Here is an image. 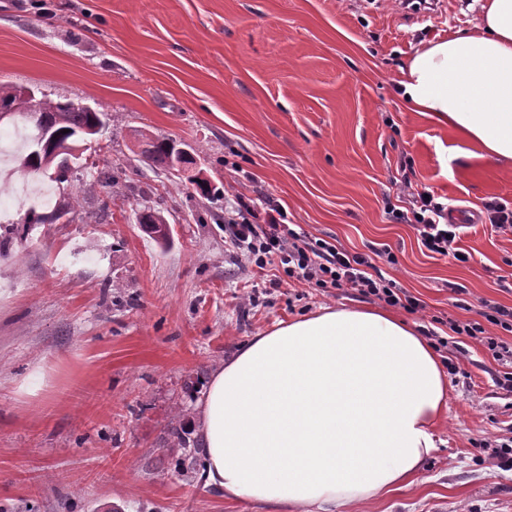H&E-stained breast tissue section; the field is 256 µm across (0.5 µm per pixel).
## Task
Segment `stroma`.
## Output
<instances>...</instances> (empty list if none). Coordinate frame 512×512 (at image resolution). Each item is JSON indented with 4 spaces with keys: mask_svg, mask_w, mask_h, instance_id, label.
Wrapping results in <instances>:
<instances>
[{
    "mask_svg": "<svg viewBox=\"0 0 512 512\" xmlns=\"http://www.w3.org/2000/svg\"><path fill=\"white\" fill-rule=\"evenodd\" d=\"M474 0L413 16L397 0H0V81L99 104L104 130L85 158L115 172L91 194L24 175L13 161L25 122H0V234L32 226L0 257V507L6 512H280L225 499L182 471L195 403L212 371L252 336L320 307L384 302L245 266L224 227L202 224L235 195L284 207L289 223L376 259L425 303L430 328L512 308V233L485 206L512 208V174L466 156L456 133L401 95L421 43L472 28ZM189 144L209 192L153 170L132 130ZM434 191L460 224L469 263L431 255L393 213L403 180ZM159 211L157 243L137 221ZM448 408L413 483L356 512H512V470L489 449L512 427V392L486 345L448 347ZM42 372L37 396L20 385ZM139 224H142L157 242L164 245L169 243V229L160 213L144 208L139 215Z\"/></svg>",
    "mask_w": 512,
    "mask_h": 512,
    "instance_id": "1",
    "label": "stroma"
}]
</instances>
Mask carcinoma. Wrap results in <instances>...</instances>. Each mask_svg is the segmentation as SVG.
Segmentation results:
<instances>
[{"label": "carcinoma", "mask_w": 512, "mask_h": 512, "mask_svg": "<svg viewBox=\"0 0 512 512\" xmlns=\"http://www.w3.org/2000/svg\"><path fill=\"white\" fill-rule=\"evenodd\" d=\"M20 87L0 83V110L11 107L18 99ZM106 113L88 112L73 105L41 95L36 104V117L32 121L33 134L24 137L25 152L17 156L20 169L26 174H43L54 170V180L63 183L71 170L69 162L77 160L81 143L99 134L97 127L105 122ZM138 155L152 168L170 170L179 147L169 138L154 137L143 131L136 134ZM139 223L152 237L166 245L170 241L169 229L162 215L149 208L139 215Z\"/></svg>", "instance_id": "cac0c4a2"}]
</instances>
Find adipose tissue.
I'll use <instances>...</instances> for the list:
<instances>
[{"instance_id": "1", "label": "adipose tissue", "mask_w": 512, "mask_h": 512, "mask_svg": "<svg viewBox=\"0 0 512 512\" xmlns=\"http://www.w3.org/2000/svg\"><path fill=\"white\" fill-rule=\"evenodd\" d=\"M472 29L421 45L406 100L512 167V0H478ZM448 406L418 330L367 307L322 308L254 336L197 403L198 476L230 499L305 512L382 497L422 470Z\"/></svg>"}]
</instances>
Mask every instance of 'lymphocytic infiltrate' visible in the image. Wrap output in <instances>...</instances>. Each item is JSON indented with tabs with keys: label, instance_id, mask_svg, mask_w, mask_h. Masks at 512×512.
<instances>
[{
	"label": "lymphocytic infiltrate",
	"instance_id": "1",
	"mask_svg": "<svg viewBox=\"0 0 512 512\" xmlns=\"http://www.w3.org/2000/svg\"><path fill=\"white\" fill-rule=\"evenodd\" d=\"M236 214L227 218L224 235L230 246L243 257L246 264L265 269L274 265L282 268L290 278L319 288H353L363 295L376 297L390 306H399L409 312L421 309L420 299L401 288L396 280L383 275H372L371 257L347 252L335 243L322 238H309L305 233L287 224L283 208L267 209L262 223L249 219L254 208L243 197H236ZM444 207L423 192L413 195L409 211L395 212L396 221L411 225L421 246L428 252L465 263L471 256L456 245L460 236L455 224L442 223ZM495 325L512 332V308L492 306L484 322H453L449 328L458 337L486 342L497 361L507 364L502 388L512 389V346L488 337L487 325Z\"/></svg>",
	"mask_w": 512,
	"mask_h": 512
}]
</instances>
